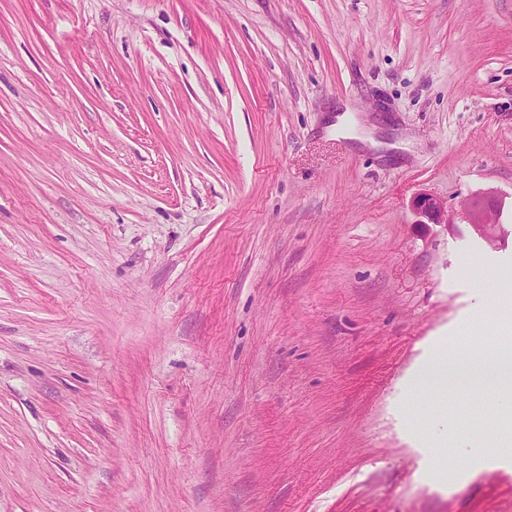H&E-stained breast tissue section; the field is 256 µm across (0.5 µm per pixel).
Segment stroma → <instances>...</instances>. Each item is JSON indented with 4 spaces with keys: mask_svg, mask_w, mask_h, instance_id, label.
<instances>
[{
    "mask_svg": "<svg viewBox=\"0 0 512 512\" xmlns=\"http://www.w3.org/2000/svg\"><path fill=\"white\" fill-rule=\"evenodd\" d=\"M500 273L512 0H0V512H512ZM411 210L417 218L416 224L426 228L433 225L448 232V229L455 230L460 223H466L464 225L491 248H498L503 238V205L499 199H464L460 201L456 213L450 215L448 205L445 206L431 194L420 193L412 199ZM455 216L459 221H455ZM512 389V350L505 345L496 352L477 347L454 356L440 351L419 373L417 393H434L444 402L459 393H475L497 401Z\"/></svg>",
    "mask_w": 512,
    "mask_h": 512,
    "instance_id": "35a3bbf8",
    "label": "stroma"
}]
</instances>
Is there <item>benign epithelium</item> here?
Instances as JSON below:
<instances>
[{
    "instance_id": "1",
    "label": "benign epithelium",
    "mask_w": 512,
    "mask_h": 512,
    "mask_svg": "<svg viewBox=\"0 0 512 512\" xmlns=\"http://www.w3.org/2000/svg\"><path fill=\"white\" fill-rule=\"evenodd\" d=\"M411 210L416 217L415 223L426 228L433 225L455 230L464 223L491 248L498 247L503 238V205L499 199H464L460 201L456 213L451 215L448 207L436 197L419 193L411 201Z\"/></svg>"
}]
</instances>
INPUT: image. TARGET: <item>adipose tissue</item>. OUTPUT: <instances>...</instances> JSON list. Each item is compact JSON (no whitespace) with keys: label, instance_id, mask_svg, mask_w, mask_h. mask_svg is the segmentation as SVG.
Instances as JSON below:
<instances>
[{"label":"adipose tissue","instance_id":"1","mask_svg":"<svg viewBox=\"0 0 512 512\" xmlns=\"http://www.w3.org/2000/svg\"><path fill=\"white\" fill-rule=\"evenodd\" d=\"M415 390L445 400L467 392L499 400L512 390V350L484 352L472 347L452 356L438 353L419 373Z\"/></svg>","mask_w":512,"mask_h":512}]
</instances>
